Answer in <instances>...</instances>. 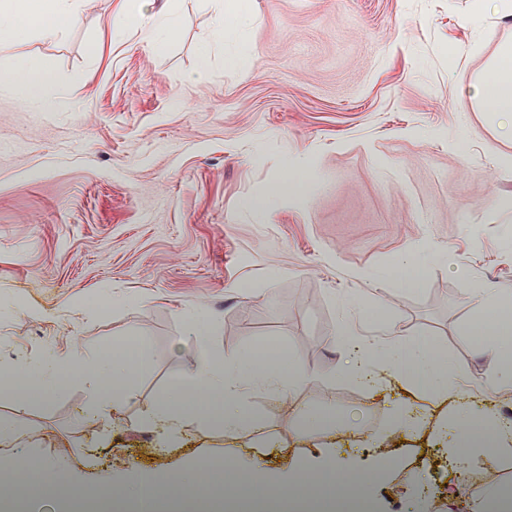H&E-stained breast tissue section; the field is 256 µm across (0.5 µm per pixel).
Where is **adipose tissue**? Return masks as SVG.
Returning <instances> with one entry per match:
<instances>
[{
    "label": "adipose tissue",
    "instance_id": "obj_1",
    "mask_svg": "<svg viewBox=\"0 0 512 512\" xmlns=\"http://www.w3.org/2000/svg\"><path fill=\"white\" fill-rule=\"evenodd\" d=\"M147 9L135 18H123L122 27H135L154 50L166 51L177 35L176 16L157 0H146ZM240 6L235 0L219 5L214 18L215 37L235 44L228 56L229 65H248L250 54L240 43ZM81 15L74 0H7L0 5V43L24 39L33 28L55 32L79 24ZM54 79L53 73L31 59L16 61L8 71L0 73V90L11 93L25 104L43 103V91ZM469 96L477 111L497 120L504 135L512 137V46L504 47L474 83ZM470 305L486 315L482 324L485 335L497 337L489 353L503 368L502 380L512 382V306L501 302L491 288L473 289ZM338 345L347 359L351 375L367 386L379 389L386 380H394L414 394V405L392 411L397 428L410 425L413 418L424 416L426 407L434 406L448 393L447 361L442 351L427 341L389 339L384 363L376 361V345L359 341L349 327H342ZM146 366L136 360L129 349L113 351L110 358L60 361L51 357L35 369L25 366L14 370V377L27 385H39L42 395H49L60 382L76 380L87 391L95 418L117 412L131 396L135 376ZM308 381L305 365L298 358L282 360L268 350L248 354H228L223 362L202 355L195 358L188 373L180 377L166 401L147 408L144 421L162 426L167 433H181L186 417L199 415L213 427L232 430L247 423L243 407L247 391L266 387L280 394L300 389ZM458 408L456 441L471 440L500 447L512 440V426L477 423L469 413V400L464 394L454 395Z\"/></svg>",
    "mask_w": 512,
    "mask_h": 512
}]
</instances>
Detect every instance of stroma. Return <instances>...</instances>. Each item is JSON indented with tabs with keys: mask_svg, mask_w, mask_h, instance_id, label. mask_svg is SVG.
<instances>
[{
	"mask_svg": "<svg viewBox=\"0 0 512 512\" xmlns=\"http://www.w3.org/2000/svg\"><path fill=\"white\" fill-rule=\"evenodd\" d=\"M169 2L180 31L162 54L136 31L107 33L137 0H79L80 25L0 46V72L21 56L50 67L44 95L60 103L0 92V422L26 425L10 452L91 491L81 512H103L102 488L245 448L278 479L324 460L371 474L348 512H468L491 464L512 493V450L465 448L456 462L442 445L454 403L391 434L405 395L357 382L333 341L347 323L382 338L369 312L388 310L403 338L443 351L449 383L504 405L467 298L512 299V139L464 112L463 93L512 45V17L468 21L472 0H246L239 69L233 45L214 41L212 0ZM298 156L313 189L249 209ZM409 253L417 285L403 288ZM200 311L207 335H186ZM135 336L148 369L106 426H86L80 383L26 405L8 389L14 367L93 359ZM264 345L307 367L294 401L335 408L345 427L305 433L266 390L247 394L250 421L232 431L192 417L173 437L142 423L198 352Z\"/></svg>",
	"mask_w": 512,
	"mask_h": 512,
	"instance_id": "35a3bbf8",
	"label": "stroma"
}]
</instances>
